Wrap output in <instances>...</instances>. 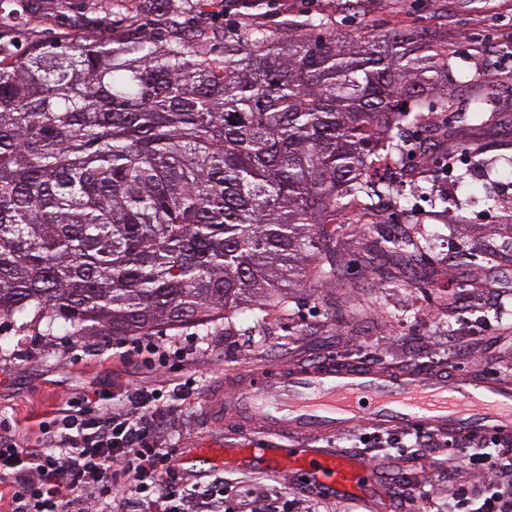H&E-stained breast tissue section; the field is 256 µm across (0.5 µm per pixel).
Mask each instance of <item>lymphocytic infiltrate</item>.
Listing matches in <instances>:
<instances>
[{"mask_svg":"<svg viewBox=\"0 0 512 512\" xmlns=\"http://www.w3.org/2000/svg\"><path fill=\"white\" fill-rule=\"evenodd\" d=\"M168 405L160 390L94 391L60 409L44 447L0 434V484L9 512H203L207 500L174 474L161 435Z\"/></svg>","mask_w":512,"mask_h":512,"instance_id":"obj_1","label":"lymphocytic infiltrate"}]
</instances>
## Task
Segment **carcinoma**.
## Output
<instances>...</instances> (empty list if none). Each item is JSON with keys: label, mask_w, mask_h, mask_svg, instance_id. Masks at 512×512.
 I'll list each match as a JSON object with an SVG mask.
<instances>
[{"label": "carcinoma", "mask_w": 512, "mask_h": 512, "mask_svg": "<svg viewBox=\"0 0 512 512\" xmlns=\"http://www.w3.org/2000/svg\"><path fill=\"white\" fill-rule=\"evenodd\" d=\"M159 40L88 35L18 54L0 43V319L29 309L53 334L145 336L256 320L309 275L314 235L391 154L438 91L448 51L406 29L380 39L187 29L171 0ZM41 0H0V27ZM390 276L418 252L372 243ZM317 276L339 278L324 234Z\"/></svg>", "instance_id": "1"}]
</instances>
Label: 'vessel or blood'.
I'll return each instance as SVG.
<instances>
[{"instance_id": "b4317fda", "label": "vessel or blood", "mask_w": 512, "mask_h": 512, "mask_svg": "<svg viewBox=\"0 0 512 512\" xmlns=\"http://www.w3.org/2000/svg\"><path fill=\"white\" fill-rule=\"evenodd\" d=\"M208 405L231 415L237 427L230 440L186 453L185 469L262 470L303 489L374 506L388 498L381 467L335 446L336 433L369 426L512 437L511 381L449 378L435 369L325 359L249 374L230 394L211 396Z\"/></svg>"}]
</instances>
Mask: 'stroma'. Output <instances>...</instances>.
<instances>
[{
  "instance_id": "1",
  "label": "stroma",
  "mask_w": 512,
  "mask_h": 512,
  "mask_svg": "<svg viewBox=\"0 0 512 512\" xmlns=\"http://www.w3.org/2000/svg\"><path fill=\"white\" fill-rule=\"evenodd\" d=\"M148 8V0H136L135 10L89 20L83 30L103 37L157 34L147 23ZM179 10L216 32L277 29L311 18L322 21L323 33L355 39L417 31L447 49L455 103L446 108L440 96H428L423 120L399 131L402 153L386 176L395 192L353 201L356 223L336 253V281L293 287L288 301L259 322L242 314L205 329H173L195 350L180 371L121 357L118 336L75 339L63 323L48 336L31 312L0 320V428L34 448L44 423L68 401L102 389L189 381L192 396L165 423L169 447L183 454L223 439L224 419L210 412L207 398L228 375L335 356L512 378V170L503 163L512 157V0H263L259 9L229 14L222 0L203 11L195 0H180ZM73 32L66 19L48 15L0 33L22 53ZM474 101L482 111L477 122L468 117ZM379 216L442 252L435 279L403 273L392 280L371 270L364 242L368 222ZM334 442L386 463L391 505L399 512H465V501L485 490L471 460L476 438L438 445L403 430L357 427ZM220 475L224 496L212 512H252L259 500L267 512H372L270 473Z\"/></svg>"
}]
</instances>
